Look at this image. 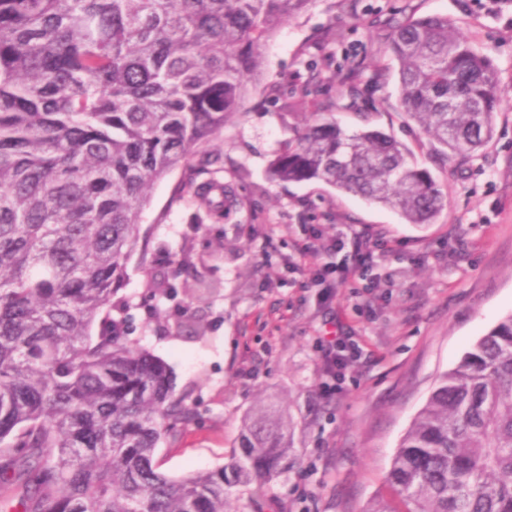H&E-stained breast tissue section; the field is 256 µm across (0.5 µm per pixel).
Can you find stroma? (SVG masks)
<instances>
[{"label":"stroma","mask_w":512,"mask_h":512,"mask_svg":"<svg viewBox=\"0 0 512 512\" xmlns=\"http://www.w3.org/2000/svg\"><path fill=\"white\" fill-rule=\"evenodd\" d=\"M402 12L448 17L512 92V0L492 18L479 0H316L263 44L260 85L212 145L219 160L204 176L227 190L223 219L198 218L181 197L188 169L156 182L141 218L147 255L132 256L112 298L125 335L167 364L199 413L156 452L169 477L227 464L260 396L287 404L295 462L261 490H232L233 512H364L391 497V460L439 378L512 314V102L479 156L444 161L398 108L384 26ZM359 61L381 73L364 117L335 80ZM304 84L312 95L288 112ZM326 102L346 132L389 134L432 172L447 194L435 223H406L321 181L271 177L275 155ZM314 230L337 248L301 252ZM368 239L380 246L360 269ZM162 272L176 296L153 290ZM333 320L354 350L328 399L319 339Z\"/></svg>","instance_id":"35a3bbf8"}]
</instances>
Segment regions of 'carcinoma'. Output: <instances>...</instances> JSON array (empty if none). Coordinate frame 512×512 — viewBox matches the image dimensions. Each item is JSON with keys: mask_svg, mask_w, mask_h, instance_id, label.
Instances as JSON below:
<instances>
[{"mask_svg": "<svg viewBox=\"0 0 512 512\" xmlns=\"http://www.w3.org/2000/svg\"><path fill=\"white\" fill-rule=\"evenodd\" d=\"M316 0H0V512H230L228 491L288 468L292 422L257 403L231 462L173 479L154 454L198 419L167 365L114 332L154 183L241 112L259 49ZM402 112L459 162L493 138L498 69L444 16L390 25ZM340 81L358 99L374 77ZM279 181L430 224L445 195L406 145L320 118L275 156ZM224 212V184H190ZM398 500L365 512H512V315L432 391L392 459Z\"/></svg>", "mask_w": 512, "mask_h": 512, "instance_id": "cac0c4a2", "label": "carcinoma"}]
</instances>
